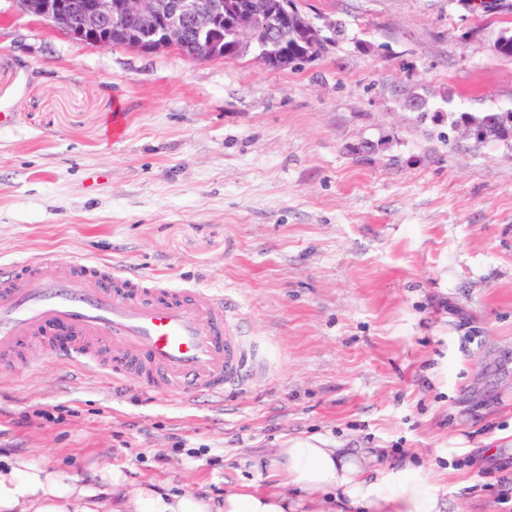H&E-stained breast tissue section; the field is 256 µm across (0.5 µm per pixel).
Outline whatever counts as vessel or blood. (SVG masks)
Returning a JSON list of instances; mask_svg holds the SVG:
<instances>
[{
  "label": "vessel or blood",
  "mask_w": 512,
  "mask_h": 512,
  "mask_svg": "<svg viewBox=\"0 0 512 512\" xmlns=\"http://www.w3.org/2000/svg\"><path fill=\"white\" fill-rule=\"evenodd\" d=\"M44 358L93 362L113 381L131 376L156 396L187 398L244 389L265 364L223 290L47 254L0 267V372Z\"/></svg>",
  "instance_id": "obj_1"
}]
</instances>
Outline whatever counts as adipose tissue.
<instances>
[{"mask_svg":"<svg viewBox=\"0 0 512 512\" xmlns=\"http://www.w3.org/2000/svg\"><path fill=\"white\" fill-rule=\"evenodd\" d=\"M270 470L277 482L259 489L250 484L228 489L222 502L183 492H162L153 484L133 482L118 468L105 474L122 489L125 505L98 500L78 478H63L32 459L0 466V512H324L326 502L362 508L363 512H445L438 475L404 461L375 454L326 447L316 438H295L275 449Z\"/></svg>","mask_w":512,"mask_h":512,"instance_id":"1","label":"adipose tissue"}]
</instances>
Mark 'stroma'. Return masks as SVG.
I'll return each mask as SVG.
<instances>
[{
  "label": "stroma",
  "mask_w": 512,
  "mask_h": 512,
  "mask_svg": "<svg viewBox=\"0 0 512 512\" xmlns=\"http://www.w3.org/2000/svg\"><path fill=\"white\" fill-rule=\"evenodd\" d=\"M296 2L329 43L291 70L87 45L0 0V265L224 289L266 354L218 405L52 358L0 374V457L220 500L319 437L433 466L447 512H512V142L453 126L512 112V0Z\"/></svg>",
  "instance_id": "35a3bbf8"
}]
</instances>
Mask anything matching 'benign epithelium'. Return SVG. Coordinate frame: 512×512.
I'll use <instances>...</instances> for the list:
<instances>
[{
  "label": "benign epithelium",
  "mask_w": 512,
  "mask_h": 512,
  "mask_svg": "<svg viewBox=\"0 0 512 512\" xmlns=\"http://www.w3.org/2000/svg\"><path fill=\"white\" fill-rule=\"evenodd\" d=\"M19 13L43 21L62 35L86 44L106 46L121 39L143 52L180 51L188 29L198 45L190 60L224 57V18L236 36V53L253 44L276 42L281 29L304 31L298 61L314 59L323 42L320 31L297 8L294 0H13ZM475 140L492 132L512 140V114L492 113L481 122L464 125Z\"/></svg>",
  "instance_id": "1"
}]
</instances>
